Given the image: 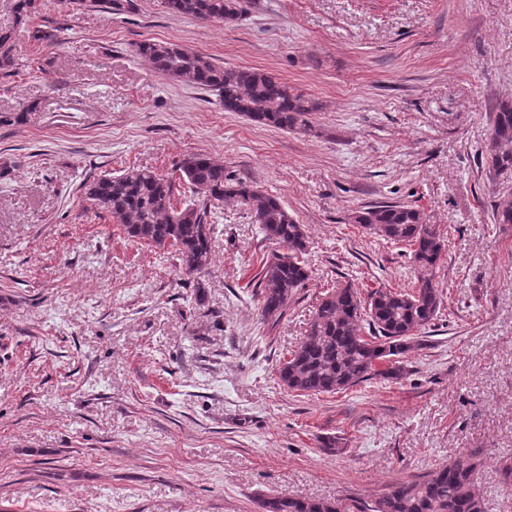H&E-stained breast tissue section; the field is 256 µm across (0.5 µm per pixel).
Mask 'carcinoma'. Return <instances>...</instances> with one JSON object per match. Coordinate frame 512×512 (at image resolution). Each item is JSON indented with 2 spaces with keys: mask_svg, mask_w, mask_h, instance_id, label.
I'll return each instance as SVG.
<instances>
[{
  "mask_svg": "<svg viewBox=\"0 0 512 512\" xmlns=\"http://www.w3.org/2000/svg\"><path fill=\"white\" fill-rule=\"evenodd\" d=\"M171 14L202 21L230 23L246 11L247 0H163ZM39 7L38 0H15L16 23ZM135 53L169 79L217 95L226 112H238L257 125L287 130L311 129L315 106L275 74L259 69L224 68L209 57L168 42L142 41ZM17 66L13 31L0 29V74ZM490 177L512 171V100L494 107L491 139L486 147ZM179 171L200 205L178 208L172 183L148 169L132 168L83 183L91 209L110 216L130 240L159 251L175 250L183 272L200 277L211 263L214 225L208 204L242 198L250 206L265 239L287 248L263 263L255 288L261 320L277 323L288 302L310 279L301 261L308 237L279 198L245 181L224 176V165L205 154L182 160ZM355 223L376 236L410 248L415 273L409 290L376 288L365 294L351 283L327 292L309 323L306 339L283 359L279 379L303 396L337 393L375 377L399 380L406 375L403 358L420 345L418 338L440 314L443 290L435 280L446 252L445 239L417 207L388 203L355 213ZM483 464L480 450L467 460L451 461L417 480L391 483L371 503L274 496L259 500L260 512H484L476 486Z\"/></svg>",
  "mask_w": 512,
  "mask_h": 512,
  "instance_id": "cac0c4a2",
  "label": "carcinoma"
}]
</instances>
